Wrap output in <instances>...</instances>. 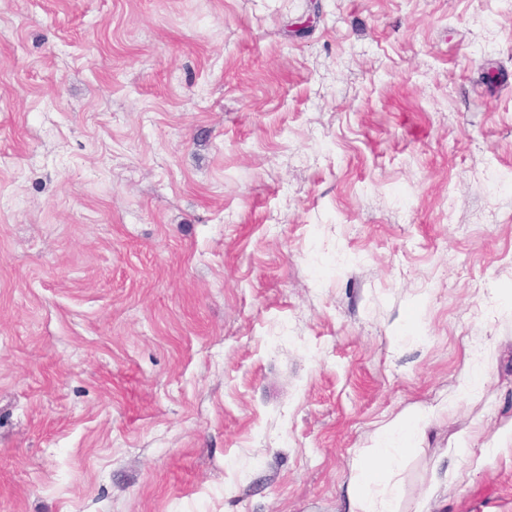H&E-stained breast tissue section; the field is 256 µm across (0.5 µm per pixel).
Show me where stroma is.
<instances>
[{"mask_svg": "<svg viewBox=\"0 0 512 512\" xmlns=\"http://www.w3.org/2000/svg\"><path fill=\"white\" fill-rule=\"evenodd\" d=\"M310 2L0 0V512H512V0ZM428 412H420L415 424L410 425L399 420L390 422L385 426L387 433H399L404 448H386L385 445L374 448L371 456L360 463L355 479L360 484L371 489L372 493L361 497L353 479L347 486V508L344 512H394L392 499L386 490V474L395 461V453L402 454L413 449L416 435L421 431L418 422L427 418Z\"/></svg>", "mask_w": 512, "mask_h": 512, "instance_id": "stroma-1", "label": "stroma"}]
</instances>
